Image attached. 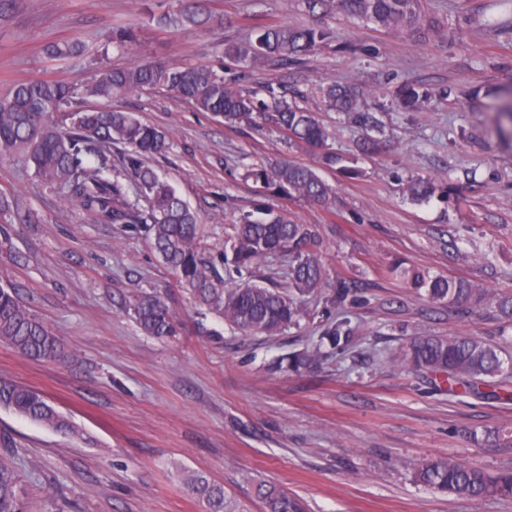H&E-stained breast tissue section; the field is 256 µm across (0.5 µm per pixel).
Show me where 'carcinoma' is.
<instances>
[{
  "label": "carcinoma",
  "mask_w": 512,
  "mask_h": 512,
  "mask_svg": "<svg viewBox=\"0 0 512 512\" xmlns=\"http://www.w3.org/2000/svg\"><path fill=\"white\" fill-rule=\"evenodd\" d=\"M212 0H182L180 8L160 16V27L203 29L220 21ZM298 7L312 19L307 25L288 23L260 26L254 36L228 45L224 55L238 61L244 70L227 80L224 73L197 64L160 65L133 63L122 68L104 67L81 88L59 80H29L14 84L0 97V157L20 153L32 163L35 173L56 186L64 199L73 201L93 224H126L144 229L150 244L171 270L178 285L194 302L231 327L245 334L277 336L300 316L297 298L321 288L326 269L321 242L313 224H302L283 211L257 208L259 216L246 214L232 225V262L239 268L272 256L288 258V287H260L250 283L228 286L218 268L199 250V224L194 211L174 187L161 179L145 159L171 148L168 130L144 123L132 113L110 110H76L70 119H55L77 98L112 100L134 91L166 88L190 101L202 112L224 119V124H250L261 118L282 134L291 146L319 155L321 164L339 175L355 179L361 155L379 151L382 121L364 102V90L347 80H330L322 88L328 110L358 127L363 136L355 152L341 154L328 144V129L305 105V96L280 82L243 87L250 68L273 62L286 69L304 63L331 40L333 32L324 20L340 11L355 19L402 34L414 41L440 32L439 24L427 15L422 0H297ZM53 57L65 58L81 52L77 42L53 43L44 48ZM431 96L416 82H405L394 94L400 110L416 111ZM121 145L122 165L128 178H112L109 152ZM247 176L265 188L288 197H299L326 206L333 189L317 168L277 160L268 166L251 167ZM431 178L408 181L405 193L414 203H424L435 194ZM391 273L424 301L470 313L493 309L512 322V294L497 293L470 280L432 274L401 263ZM140 329L158 340L178 333L179 323L159 296L144 293L132 305ZM349 320L338 318L325 324L320 343L278 366L307 370L317 364L325 346L337 347L354 335ZM0 342L17 353L38 361L66 357L65 345L48 326L30 312L9 284L0 285ZM396 361L412 371L448 379L449 391L502 399L506 389L494 386L512 376V356L478 336H416L399 351ZM0 409L9 410L47 428L73 431L70 420L37 390L0 378ZM416 483L448 495L475 499L487 496L512 497V470L490 472L456 457L419 465ZM188 488L203 501L206 512H230L224 487L198 474L186 477ZM257 494L267 512H303L300 502L275 485L261 484ZM20 479L14 466L0 460V512H19Z\"/></svg>",
  "instance_id": "cac0c4a2"
}]
</instances>
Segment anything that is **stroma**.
Here are the masks:
<instances>
[{
	"label": "stroma",
	"instance_id": "35a3bbf8",
	"mask_svg": "<svg viewBox=\"0 0 512 512\" xmlns=\"http://www.w3.org/2000/svg\"><path fill=\"white\" fill-rule=\"evenodd\" d=\"M176 0H0V94L22 80L81 87L98 66L134 62L228 66L224 46L270 23H305L295 0H213L221 21L200 30H162L150 14ZM447 26L446 39L410 41L335 14L334 42L285 70L261 67V82L286 81L306 96L335 149H352L360 130L325 111L324 79L347 77L368 91L385 146L345 179L317 157L288 148L264 123L229 127L179 95L156 90L80 108L135 113L172 135L149 158L199 215L200 246L219 260L240 214L263 202L316 225L328 279L302 299L298 322L278 336L243 335L179 288L143 232L92 224L59 189L38 178L25 156L0 158V194L19 209L0 213V281L60 336L67 357L34 361L0 343V378L41 391L71 419L57 433L0 410V458L17 470L23 512H204L184 484L198 472L224 488L233 512H265L257 494L273 484L306 512H512V499L449 496L418 485V464L461 458L488 470L512 468V447L485 441V429L512 427V400L449 394L435 379L397 367L392 356L411 337L466 333L508 336L493 311L459 313L430 305L393 277L395 261L434 274L512 292V143L497 132L498 108L512 101V34L498 31L494 0H425ZM135 28L126 49L112 32ZM76 40L81 53L53 60L46 45ZM406 81L433 98L421 112L392 108ZM448 98H439L440 90ZM286 158L318 166L335 199L320 207L263 189L247 167ZM444 187L417 205L407 180ZM37 214L22 222V211ZM227 284L288 287V263L272 257ZM353 282L334 302L337 280ZM161 295L179 334L142 333L129 305ZM348 317L356 332L326 349L308 371L276 369L281 358L318 340L323 326Z\"/></svg>",
	"mask_w": 512,
	"mask_h": 512
}]
</instances>
